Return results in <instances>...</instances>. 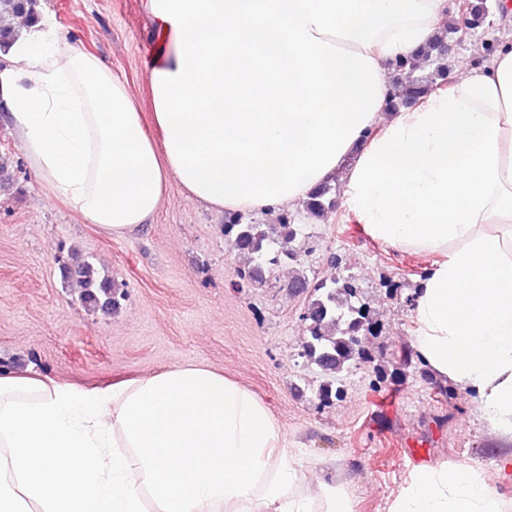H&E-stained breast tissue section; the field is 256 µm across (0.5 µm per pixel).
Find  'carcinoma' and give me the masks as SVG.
Instances as JSON below:
<instances>
[{"instance_id": "obj_1", "label": "carcinoma", "mask_w": 512, "mask_h": 512, "mask_svg": "<svg viewBox=\"0 0 512 512\" xmlns=\"http://www.w3.org/2000/svg\"><path fill=\"white\" fill-rule=\"evenodd\" d=\"M40 0H0V53L21 43L20 29L6 26L7 18H22L27 24L39 20ZM466 22L476 30L488 22L487 0H467ZM460 21L452 19L442 25L441 35L426 45L420 54L400 59L395 70L411 76L409 80L396 79L393 94L388 100L389 108L398 112L409 102L418 101L429 92L445 85L448 74V56L442 53V45L457 31ZM337 185L325 182L319 185L302 201L306 214L319 217L336 206ZM304 225L292 222L281 214L275 224H244L235 214H228L224 231L231 235L232 248L243 257L247 267L240 275L253 281L263 278L276 257L284 255L298 261L295 248L303 236ZM75 272L83 291L82 302L93 310L113 313L121 307L125 294L107 276L100 275L94 266L78 261ZM291 285H301L310 291V300L304 313L307 322V337L303 342L304 355L315 364L326 378L318 390L319 400L329 402L342 395L339 386L341 374L352 365L364 360L358 348L357 336L371 330L367 307L360 303L356 288L336 277L311 282L299 269L289 279Z\"/></svg>"}]
</instances>
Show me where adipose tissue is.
I'll list each match as a JSON object with an SVG mask.
<instances>
[{"label":"adipose tissue","mask_w":512,"mask_h":512,"mask_svg":"<svg viewBox=\"0 0 512 512\" xmlns=\"http://www.w3.org/2000/svg\"><path fill=\"white\" fill-rule=\"evenodd\" d=\"M152 116L94 53L41 30L0 95L53 196L113 236L170 181L231 212L273 211L342 178L374 240L440 253L414 292V348L512 443V29L409 112L392 64L440 31L448 0H142ZM161 135L153 137L149 127ZM0 512H353L303 469L268 407L173 365L102 391L0 374ZM386 512H502L467 463L411 472Z\"/></svg>","instance_id":"obj_1"}]
</instances>
